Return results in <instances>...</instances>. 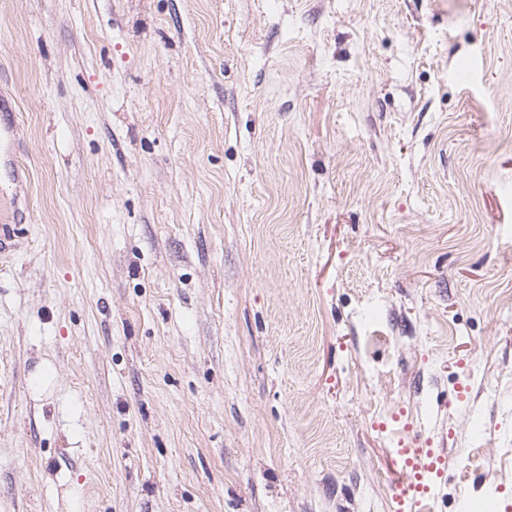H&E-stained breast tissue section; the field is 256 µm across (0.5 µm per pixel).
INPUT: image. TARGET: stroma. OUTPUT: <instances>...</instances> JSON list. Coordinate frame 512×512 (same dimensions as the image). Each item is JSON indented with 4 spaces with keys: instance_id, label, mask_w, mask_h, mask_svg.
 Masks as SVG:
<instances>
[{
    "instance_id": "stroma-1",
    "label": "stroma",
    "mask_w": 512,
    "mask_h": 512,
    "mask_svg": "<svg viewBox=\"0 0 512 512\" xmlns=\"http://www.w3.org/2000/svg\"><path fill=\"white\" fill-rule=\"evenodd\" d=\"M1 90L0 512H512V0H0ZM20 133L21 126L17 119L13 117L5 120L0 117V151L1 141L3 140L10 152L7 176L9 181L15 185L11 216L12 222H17L15 224H21L25 221L26 212L28 211V195L24 191L27 189L30 180L28 169L19 161L17 156L16 148L20 141ZM17 189H22L24 196H19ZM20 205L23 206V209L20 208ZM419 435L399 441L390 462L389 488L396 512H421L435 499L444 475V459Z\"/></svg>"
}]
</instances>
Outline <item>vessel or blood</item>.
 Wrapping results in <instances>:
<instances>
[{"label": "vessel or blood", "instance_id": "1", "mask_svg": "<svg viewBox=\"0 0 512 512\" xmlns=\"http://www.w3.org/2000/svg\"><path fill=\"white\" fill-rule=\"evenodd\" d=\"M20 133L21 126L17 119L0 118V141L10 152L7 176L20 190L19 195L12 198L11 219L17 223L23 222L26 217L24 207L28 199L22 191L30 180L28 169L16 154ZM389 472L395 512H424L426 501L437 496L438 485L444 475V460L436 456L432 449L426 448L420 436L416 435L400 442L391 458Z\"/></svg>", "mask_w": 512, "mask_h": 512}]
</instances>
